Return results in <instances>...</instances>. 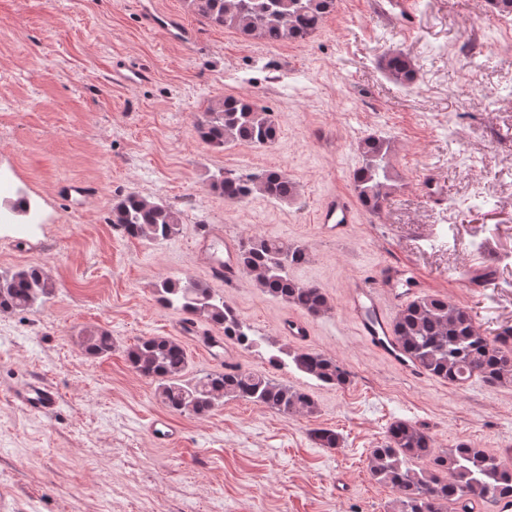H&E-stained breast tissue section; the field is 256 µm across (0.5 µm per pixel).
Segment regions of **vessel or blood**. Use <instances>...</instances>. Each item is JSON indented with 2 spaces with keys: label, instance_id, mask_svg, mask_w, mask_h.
<instances>
[{
  "label": "vessel or blood",
  "instance_id": "b4317fda",
  "mask_svg": "<svg viewBox=\"0 0 512 512\" xmlns=\"http://www.w3.org/2000/svg\"><path fill=\"white\" fill-rule=\"evenodd\" d=\"M367 7L384 23L405 34L413 33L420 23L415 0H367ZM143 20L146 26L162 29L168 36L182 42L188 43L195 38L194 32L174 16L160 17L147 12L144 13ZM152 75L148 65L119 62L113 65L110 80L113 85L131 87L148 82ZM420 182L431 204L437 207L446 204L447 197L443 186L433 172L421 173ZM356 218L355 205L345 193L330 194L319 202L316 222L327 237L344 236ZM238 246V239L226 234L223 225L210 224L194 240L192 249L196 258L208 268L216 280L231 286L240 278L235 264ZM423 284L421 274L412 267L387 262L380 266L376 283L355 280L348 287L347 306L360 335L408 373L412 372L413 367L402 357L395 341L388 305L392 302L410 301ZM12 398L23 411L46 416L55 414L59 406V396L55 388L35 377L28 378L15 389ZM149 431L155 443L161 446L172 445L181 435L180 428L167 417L153 420Z\"/></svg>",
  "mask_w": 512,
  "mask_h": 512
}]
</instances>
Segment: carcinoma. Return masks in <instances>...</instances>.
<instances>
[{
    "mask_svg": "<svg viewBox=\"0 0 512 512\" xmlns=\"http://www.w3.org/2000/svg\"><path fill=\"white\" fill-rule=\"evenodd\" d=\"M189 10L208 23L232 28L267 43L303 42L336 7V0H185ZM387 77L400 86L417 78L415 64L402 52L383 60ZM200 138L222 151L239 143L273 144L279 129L270 113L250 100L226 96L203 113L197 123ZM361 165L352 173L362 207L378 214L387 203L393 173L388 140L367 137L357 146ZM209 187L227 202L255 195L287 202L297 194V184L278 168L238 174L220 171L209 177ZM112 224L129 238L160 243L182 230L181 213L165 200L129 193L112 207ZM308 261L306 249L295 242L266 235H251L240 242L237 264L272 298L318 318L332 306L322 288L297 280L291 270ZM56 283L40 267L17 269L0 276V310L22 312L52 295ZM156 302L182 312L185 320L204 319L221 336L249 350L257 345L251 328L235 309L200 280L166 277L155 285ZM393 334L399 346L431 375L461 386L473 377L486 383L512 382V327L490 338L477 328L472 311L439 296H425L408 304L395 320ZM82 347L93 358L112 353V336L100 327L83 332ZM131 367L156 384V396L170 411L208 416L225 398L260 404L278 413L311 416L317 406L312 396L276 381L262 372L228 366L192 379L185 378L187 352L176 339L153 336L137 340L126 351ZM295 369L326 386H344L349 373L336 360L319 352H284ZM313 440L321 448L339 447L335 430L317 428ZM427 461V467L414 465ZM368 469L378 482L397 494V512H448L453 507L469 512L475 502L512 498V465L480 448L460 442L444 453L432 449L429 432L403 420L390 423L383 444L369 452Z\"/></svg>",
    "mask_w": 512,
    "mask_h": 512,
    "instance_id": "obj_1",
    "label": "carcinoma"
}]
</instances>
